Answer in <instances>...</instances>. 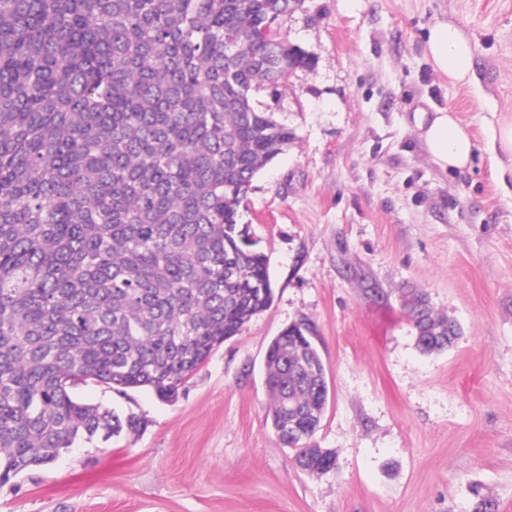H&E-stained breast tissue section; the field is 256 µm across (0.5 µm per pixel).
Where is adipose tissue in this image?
Here are the masks:
<instances>
[{
    "instance_id": "ef3b65f1",
    "label": "adipose tissue",
    "mask_w": 512,
    "mask_h": 512,
    "mask_svg": "<svg viewBox=\"0 0 512 512\" xmlns=\"http://www.w3.org/2000/svg\"><path fill=\"white\" fill-rule=\"evenodd\" d=\"M426 45L435 71L461 83L472 81L474 50L464 30L445 20L436 21L428 28ZM421 137L431 160L440 168L462 169L471 165L475 144L451 112H434L422 126Z\"/></svg>"
}]
</instances>
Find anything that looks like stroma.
<instances>
[{
  "label": "stroma",
  "mask_w": 512,
  "mask_h": 512,
  "mask_svg": "<svg viewBox=\"0 0 512 512\" xmlns=\"http://www.w3.org/2000/svg\"><path fill=\"white\" fill-rule=\"evenodd\" d=\"M464 29L460 84L426 54L431 24ZM277 28L307 58L253 94L294 134L256 176L243 221L274 298L169 402L90 382L89 403L144 432L97 437L0 486V512H512V0H294ZM471 133L470 169L430 159L418 122ZM426 292L455 344L422 354L402 293ZM308 325L331 396L310 474L267 424L265 356Z\"/></svg>",
  "instance_id": "stroma-1"
}]
</instances>
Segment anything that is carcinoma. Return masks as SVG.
I'll list each match as a JSON object with an SVG mask.
<instances>
[{
  "instance_id": "carcinoma-1",
  "label": "carcinoma",
  "mask_w": 512,
  "mask_h": 512,
  "mask_svg": "<svg viewBox=\"0 0 512 512\" xmlns=\"http://www.w3.org/2000/svg\"><path fill=\"white\" fill-rule=\"evenodd\" d=\"M295 0H0V483L140 417L89 380L162 400L265 311L267 256L240 223L293 133L251 93L304 55L270 32ZM417 348L456 325L406 301ZM267 421L303 470L326 367L304 324L270 342Z\"/></svg>"
}]
</instances>
